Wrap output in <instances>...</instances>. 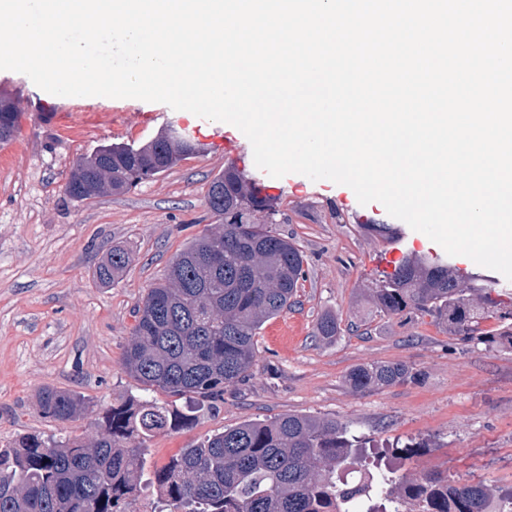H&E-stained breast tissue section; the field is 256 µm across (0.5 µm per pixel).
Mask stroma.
I'll return each mask as SVG.
<instances>
[{
    "mask_svg": "<svg viewBox=\"0 0 512 512\" xmlns=\"http://www.w3.org/2000/svg\"><path fill=\"white\" fill-rule=\"evenodd\" d=\"M0 90L20 114L19 130L0 146V446L38 432L62 440L92 439L99 413L131 399L176 402L145 391L123 368L138 308L174 257L219 221L206 196L225 164L236 162L278 202L273 229L304 255L306 278L295 302L268 320L257 356L224 398L209 403L186 429L147 443L145 472L153 474L181 448L249 420L297 413L333 418L382 446L424 443L401 474L442 471L492 489L512 488V346L490 341V330L512 327V281L464 256L453 262L494 283L505 318L482 322L468 340L424 313L382 312L373 292L395 262L411 251L441 253L440 245L378 202L359 204L345 185L258 169L252 146L236 127L142 100L78 102L54 96L24 74L0 70ZM155 116L140 127V113ZM201 132L198 154L179 161L129 192L77 201L64 192L74 164L101 145L140 147L168 126ZM230 143L236 157L225 154ZM390 224L394 238L367 232ZM115 247L132 260L104 285L93 276ZM338 333L320 339L321 317ZM404 363L418 377L355 389L356 367ZM46 386L83 396L82 416L62 424L43 417L37 392Z\"/></svg>",
    "mask_w": 512,
    "mask_h": 512,
    "instance_id": "stroma-1",
    "label": "stroma"
}]
</instances>
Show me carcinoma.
<instances>
[{
    "mask_svg": "<svg viewBox=\"0 0 512 512\" xmlns=\"http://www.w3.org/2000/svg\"><path fill=\"white\" fill-rule=\"evenodd\" d=\"M18 118L0 92V143L13 139ZM196 152L197 144L175 129L138 149L102 145L77 162L65 194H123ZM206 203L224 224L200 235L149 288L122 364L146 390L215 402L252 366L262 325L288 308L304 277V256L258 221L273 218L274 198L235 164L211 182ZM129 262L126 251L112 250L97 266L98 279L114 282ZM374 297L387 313L416 309L464 340L499 306L479 278L424 253L404 256ZM337 330L333 316L318 322L320 338ZM414 377L404 363L349 373L356 389ZM37 399L41 413L61 423L85 409L71 391L42 388ZM193 419L191 406L132 401L105 411L89 442L21 434L0 447V512H127L144 483L165 512H512V490L495 493L436 471L399 475L400 463L425 449L422 443L381 449L333 418L290 413L209 435L144 479L146 440Z\"/></svg>",
    "mask_w": 512,
    "mask_h": 512,
    "instance_id": "1",
    "label": "carcinoma"
}]
</instances>
